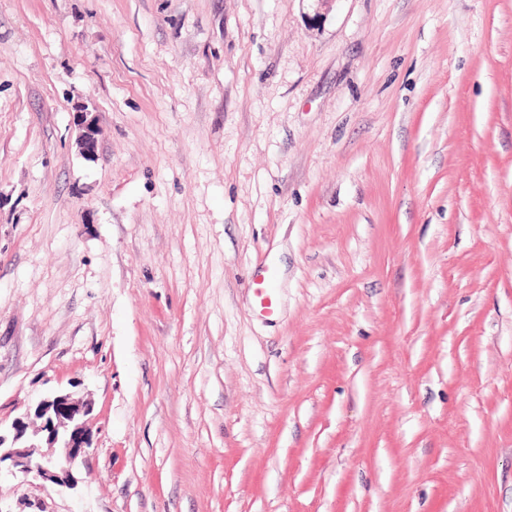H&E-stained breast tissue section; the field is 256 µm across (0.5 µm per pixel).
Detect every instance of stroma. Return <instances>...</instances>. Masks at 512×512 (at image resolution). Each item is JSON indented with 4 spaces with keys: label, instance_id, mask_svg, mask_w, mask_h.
I'll list each match as a JSON object with an SVG mask.
<instances>
[{
    "label": "stroma",
    "instance_id": "stroma-1",
    "mask_svg": "<svg viewBox=\"0 0 512 512\" xmlns=\"http://www.w3.org/2000/svg\"><path fill=\"white\" fill-rule=\"evenodd\" d=\"M61 391L0 512H512V0H0V425ZM74 121L81 130L78 140L80 152L87 157L95 156L98 151V128L94 118L84 107H77ZM90 412L91 403L70 393L42 399L34 410V417L41 420V425L31 433L29 413L12 421L10 440L2 434L0 425V464L10 461L22 473H35L69 485L73 480L72 470L92 445L91 431L82 420Z\"/></svg>",
    "mask_w": 512,
    "mask_h": 512
}]
</instances>
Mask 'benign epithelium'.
<instances>
[{
    "mask_svg": "<svg viewBox=\"0 0 512 512\" xmlns=\"http://www.w3.org/2000/svg\"><path fill=\"white\" fill-rule=\"evenodd\" d=\"M74 121L80 129V152L92 157L98 151V128L86 109L74 112ZM91 412V403L70 393L56 394L42 399L34 414H25L11 423L12 437L0 433V463L9 461L25 474L68 485L73 480L72 470L92 445V434L83 417ZM41 420L31 428L30 417Z\"/></svg>",
    "mask_w": 512,
    "mask_h": 512,
    "instance_id": "7a95c632",
    "label": "benign epithelium"
}]
</instances>
